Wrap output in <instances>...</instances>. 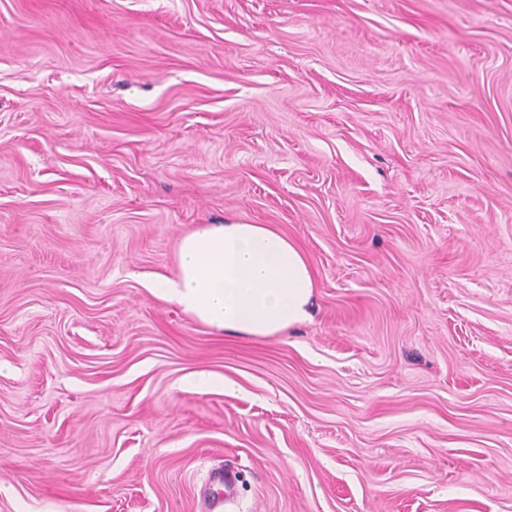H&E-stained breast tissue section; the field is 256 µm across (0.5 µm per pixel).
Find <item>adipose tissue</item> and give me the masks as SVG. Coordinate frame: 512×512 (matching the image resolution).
<instances>
[{
  "label": "adipose tissue",
  "mask_w": 512,
  "mask_h": 512,
  "mask_svg": "<svg viewBox=\"0 0 512 512\" xmlns=\"http://www.w3.org/2000/svg\"><path fill=\"white\" fill-rule=\"evenodd\" d=\"M174 261V277L156 280L151 293L216 331L264 338L311 318V260L273 225H197L177 241Z\"/></svg>",
  "instance_id": "ef3b65f1"
}]
</instances>
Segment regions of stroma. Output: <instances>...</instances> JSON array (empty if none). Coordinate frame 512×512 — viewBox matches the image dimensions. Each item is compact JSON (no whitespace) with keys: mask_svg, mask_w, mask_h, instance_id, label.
Returning <instances> with one entry per match:
<instances>
[{"mask_svg":"<svg viewBox=\"0 0 512 512\" xmlns=\"http://www.w3.org/2000/svg\"><path fill=\"white\" fill-rule=\"evenodd\" d=\"M227 219L310 322L150 292ZM219 497L512 512V0H0V512ZM182 385L198 390H218L227 396L241 393L242 388L224 375L189 373L182 379Z\"/></svg>","mask_w":512,"mask_h":512,"instance_id":"stroma-1","label":"stroma"}]
</instances>
